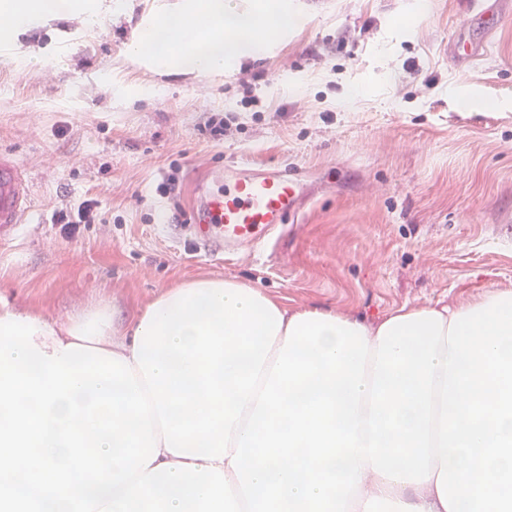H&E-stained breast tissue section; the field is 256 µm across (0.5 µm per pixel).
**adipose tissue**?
<instances>
[{"mask_svg":"<svg viewBox=\"0 0 512 512\" xmlns=\"http://www.w3.org/2000/svg\"><path fill=\"white\" fill-rule=\"evenodd\" d=\"M267 25L270 34L281 35L296 26L282 0H266L265 10L257 14L235 0H182L178 10L166 14L159 22L145 28L133 42L134 58L155 69H176L195 78L223 74L238 59L257 55L260 46L255 36L257 24ZM146 309L133 316L129 331L114 339L113 311L110 306L96 305L57 325L32 314L41 330L34 342L46 353L62 344H80L116 354L134 357L135 334ZM132 373H139L133 364ZM423 484L397 483L365 468L358 492L348 512H446L435 483L438 470Z\"/></svg>","mask_w":512,"mask_h":512,"instance_id":"ef3b65f1","label":"adipose tissue"}]
</instances>
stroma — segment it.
<instances>
[{
    "label": "stroma",
    "mask_w": 512,
    "mask_h": 512,
    "mask_svg": "<svg viewBox=\"0 0 512 512\" xmlns=\"http://www.w3.org/2000/svg\"><path fill=\"white\" fill-rule=\"evenodd\" d=\"M90 2L13 28L0 51V152L36 203L0 244V300L59 325L107 304L124 322L213 276L373 323L512 289V0L491 30L479 0H285L298 27L200 79L128 52L181 0ZM465 45L481 54L462 64ZM456 90L479 106L456 109ZM242 163L303 171L304 207L260 253L196 251L199 180ZM171 175L175 199L158 190ZM87 199L96 223L66 237L53 213Z\"/></svg>",
    "instance_id": "1"
}]
</instances>
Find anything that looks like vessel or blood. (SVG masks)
I'll use <instances>...</instances> for the list:
<instances>
[{
    "label": "vessel or blood",
    "mask_w": 512,
    "mask_h": 512,
    "mask_svg": "<svg viewBox=\"0 0 512 512\" xmlns=\"http://www.w3.org/2000/svg\"><path fill=\"white\" fill-rule=\"evenodd\" d=\"M301 173L228 170L205 189L193 218L196 249L230 248L258 242L273 225L298 209ZM35 210L29 181L10 155L0 153V240L13 236Z\"/></svg>",
    "instance_id": "b4317fda"
}]
</instances>
